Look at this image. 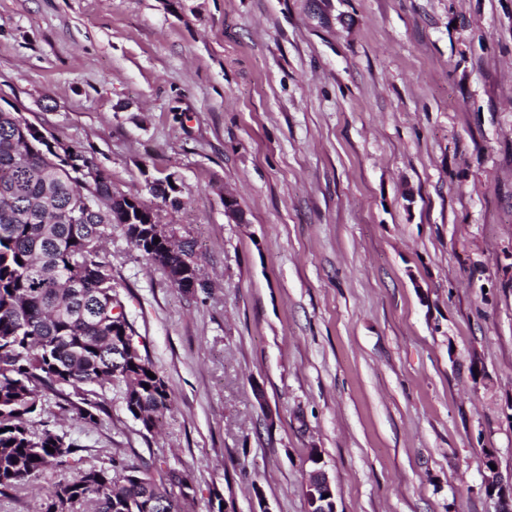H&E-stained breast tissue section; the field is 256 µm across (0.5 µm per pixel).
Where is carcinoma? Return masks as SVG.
Listing matches in <instances>:
<instances>
[{
    "instance_id": "cac0c4a2",
    "label": "carcinoma",
    "mask_w": 512,
    "mask_h": 512,
    "mask_svg": "<svg viewBox=\"0 0 512 512\" xmlns=\"http://www.w3.org/2000/svg\"><path fill=\"white\" fill-rule=\"evenodd\" d=\"M149 188L173 208L183 204L180 189L167 180ZM136 199L112 192L111 175L94 167L81 147L61 161L16 122L15 113L0 110V492L66 465L80 448L52 429L29 430L41 389H72L71 410L90 426L102 412L100 402L86 397L90 387L122 385L126 410L148 432L170 405L164 380L147 376L156 372L147 358L112 361V348L125 347L133 334L113 297L105 247L112 225H121L150 262L162 249L173 251L158 264L169 278L193 256L191 246L144 223ZM174 485L190 489L176 473L158 482L147 469L114 460L57 485L42 512H72L77 502L87 512H144L151 500L162 512H179Z\"/></svg>"
}]
</instances>
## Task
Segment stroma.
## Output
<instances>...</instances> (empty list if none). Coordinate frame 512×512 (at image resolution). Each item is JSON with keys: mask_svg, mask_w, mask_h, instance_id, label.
<instances>
[{"mask_svg": "<svg viewBox=\"0 0 512 512\" xmlns=\"http://www.w3.org/2000/svg\"><path fill=\"white\" fill-rule=\"evenodd\" d=\"M81 146L190 240L186 293L113 226L114 291L171 406L43 391L80 440L47 493L113 460L173 470L183 512H494L512 475V0H0V109ZM233 194L243 213L224 210ZM334 483L330 479L328 473L323 469L317 471V479L315 484L307 485L308 498L313 502L314 506L321 505L322 510L314 511L310 506V512H337L336 502L333 497L332 487ZM310 491V492H309ZM324 494H329V497L323 498Z\"/></svg>", "mask_w": 512, "mask_h": 512, "instance_id": "stroma-1", "label": "stroma"}]
</instances>
